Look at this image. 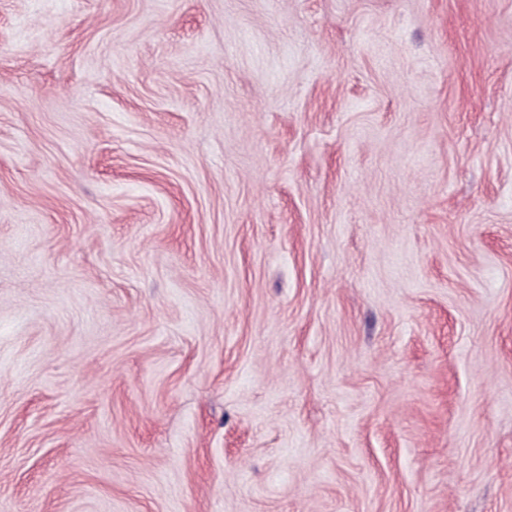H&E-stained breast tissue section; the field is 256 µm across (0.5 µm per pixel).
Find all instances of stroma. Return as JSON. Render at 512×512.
<instances>
[{
	"label": "stroma",
	"instance_id": "1",
	"mask_svg": "<svg viewBox=\"0 0 512 512\" xmlns=\"http://www.w3.org/2000/svg\"><path fill=\"white\" fill-rule=\"evenodd\" d=\"M0 512H512V0H0Z\"/></svg>",
	"mask_w": 512,
	"mask_h": 512
}]
</instances>
